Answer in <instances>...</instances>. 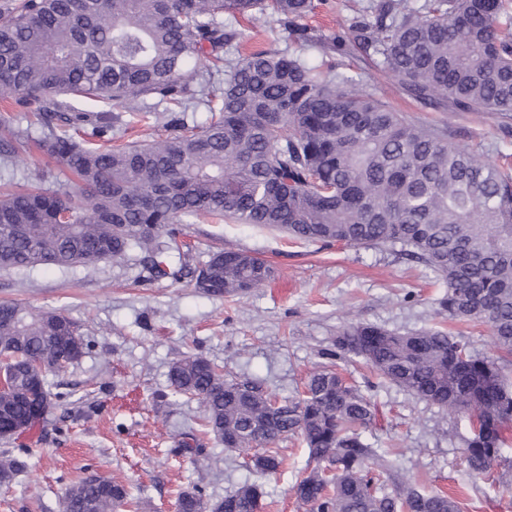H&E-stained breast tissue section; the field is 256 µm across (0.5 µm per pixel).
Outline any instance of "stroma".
<instances>
[{
	"label": "stroma",
	"mask_w": 512,
	"mask_h": 512,
	"mask_svg": "<svg viewBox=\"0 0 512 512\" xmlns=\"http://www.w3.org/2000/svg\"><path fill=\"white\" fill-rule=\"evenodd\" d=\"M368 0H318L307 23L316 33H336ZM240 38L224 57L256 50L299 52L310 64L343 66L340 57L315 48L295 49L269 14L227 19ZM384 100L416 121L446 128L448 142L496 160L512 154V127L494 112H439L400 95L380 69L355 70ZM32 106L0 99V116L30 137L27 150L0 153V186L38 182L45 171L63 176L41 148L47 134L81 139L91 125L30 122ZM195 262L220 248L243 249L270 263L274 280L233 297H211L191 279L147 280L137 260L107 261L95 268L0 270V302L56 310L77 322L85 349L66 369L50 374L52 406L43 424L1 439L0 457L27 455V469L0 484V512H64L72 485L98 476L124 484L131 512H178L182 492L205 502L224 498L248 480L243 457L225 450L201 428L199 400L170 390L176 361L201 356L225 377L259 382L278 399L298 397L306 378L325 364L324 351L352 322L415 332L438 327L468 341L473 353H496L488 326L440 314L442 290L434 273L399 250L292 241L254 224L206 219L183 227ZM377 420L366 432L391 455V482L456 498L462 512H512V446L490 479L469 478L464 459L466 416L451 414L397 387L374 389ZM197 440L201 452H186ZM282 464L263 477L260 512H306L293 485L312 466L297 439L279 441Z\"/></svg>",
	"instance_id": "35a3bbf8"
}]
</instances>
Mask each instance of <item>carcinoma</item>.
<instances>
[{
    "mask_svg": "<svg viewBox=\"0 0 512 512\" xmlns=\"http://www.w3.org/2000/svg\"><path fill=\"white\" fill-rule=\"evenodd\" d=\"M314 0H14L0 14V95L35 104L37 120L68 124L63 96L178 108L168 134L119 146L50 136L44 146L72 179L51 188L0 193V269L37 265L93 267L140 254L153 278L190 276L203 293L231 296L273 278L251 252L224 249L205 277L181 252L175 225L220 215L326 245L401 248L424 263L446 291L439 313L479 320L497 349L512 353V160L489 162L448 145L442 128L416 123L371 86L295 54L258 50L224 66V48L240 33L224 15L270 12L299 47L384 70L410 98L450 112L512 117V0H373L348 26L323 37L304 24ZM224 81L213 82V73ZM203 103L210 122L183 112ZM21 134L0 121V144ZM179 252L174 268L165 256ZM77 323L54 311L0 303V353L10 390L0 421L34 428L44 421L33 397L51 396L47 371L74 359ZM328 355L353 356L383 382L453 414L476 418L465 441L469 474L485 478L502 458L512 429V386L491 357L436 328L400 333L351 323ZM178 394H205L203 426L225 448L256 446L245 466L260 475L280 467L278 441L300 436L318 463L295 486L311 512H461L444 493L410 484L387 490L370 472L387 470L386 452L365 437L376 407L329 367L314 371L305 396L269 410L263 387L224 378L202 357L175 362ZM26 467L0 460V484ZM262 485L244 482L213 503L182 492L179 512H258ZM132 504L110 481L76 482L66 512H116Z\"/></svg>",
    "mask_w": 512,
    "mask_h": 512,
    "instance_id": "cac0c4a2",
    "label": "carcinoma"
}]
</instances>
